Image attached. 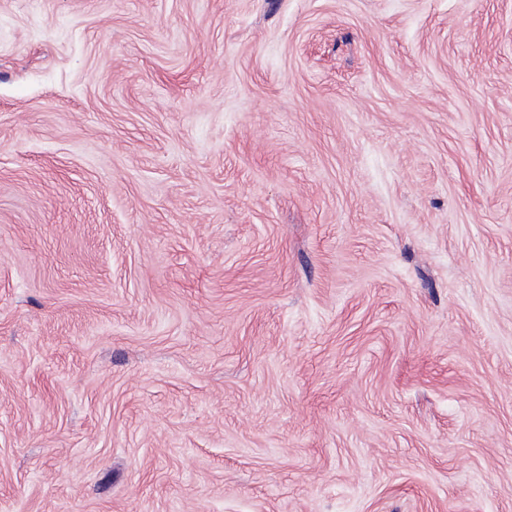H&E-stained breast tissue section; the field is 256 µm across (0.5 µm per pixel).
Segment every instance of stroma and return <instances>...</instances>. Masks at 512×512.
Masks as SVG:
<instances>
[{
  "label": "stroma",
  "mask_w": 512,
  "mask_h": 512,
  "mask_svg": "<svg viewBox=\"0 0 512 512\" xmlns=\"http://www.w3.org/2000/svg\"><path fill=\"white\" fill-rule=\"evenodd\" d=\"M0 512H512V0H0Z\"/></svg>",
  "instance_id": "obj_1"
}]
</instances>
